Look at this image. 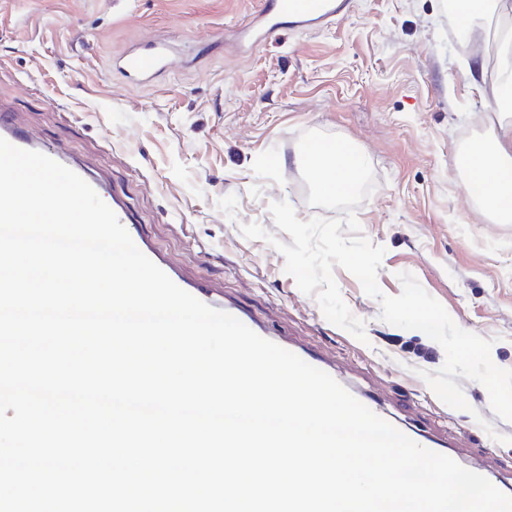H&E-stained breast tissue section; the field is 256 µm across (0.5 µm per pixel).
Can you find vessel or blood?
Returning <instances> with one entry per match:
<instances>
[{
	"mask_svg": "<svg viewBox=\"0 0 512 512\" xmlns=\"http://www.w3.org/2000/svg\"><path fill=\"white\" fill-rule=\"evenodd\" d=\"M340 9L341 6L337 0H275L271 10L259 24H244V38L251 42L264 38L269 31L279 28L286 21L292 22L295 27L306 28L335 16ZM168 63L164 48L150 43L143 49L127 55L123 60V67L128 73L148 77ZM0 138L7 140L15 147L41 152L76 174L80 175L84 172L83 167L71 160L69 156L57 149L43 145L33 132L18 127L11 113L0 111ZM88 183L116 213L122 225H129L130 214L121 199L117 195L108 193L104 182L99 179L89 178ZM134 242L179 287L205 304L230 313L242 322H249V315L236 304L214 298L211 290L203 283L186 280L150 240L138 236L135 237Z\"/></svg>",
	"mask_w": 512,
	"mask_h": 512,
	"instance_id": "b4317fda",
	"label": "vessel or blood"
}]
</instances>
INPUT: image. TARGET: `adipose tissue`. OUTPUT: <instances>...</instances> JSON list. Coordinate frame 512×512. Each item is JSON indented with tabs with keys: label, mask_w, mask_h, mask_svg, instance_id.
I'll return each instance as SVG.
<instances>
[{
	"label": "adipose tissue",
	"mask_w": 512,
	"mask_h": 512,
	"mask_svg": "<svg viewBox=\"0 0 512 512\" xmlns=\"http://www.w3.org/2000/svg\"><path fill=\"white\" fill-rule=\"evenodd\" d=\"M469 176L481 186L480 201L499 223L512 222V117L499 116L491 140L469 151Z\"/></svg>",
	"instance_id": "1"
}]
</instances>
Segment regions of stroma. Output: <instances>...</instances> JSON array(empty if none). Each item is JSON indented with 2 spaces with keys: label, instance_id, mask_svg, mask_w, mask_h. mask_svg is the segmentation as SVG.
Here are the masks:
<instances>
[{
  "label": "stroma",
  "instance_id": "stroma-1",
  "mask_svg": "<svg viewBox=\"0 0 512 512\" xmlns=\"http://www.w3.org/2000/svg\"><path fill=\"white\" fill-rule=\"evenodd\" d=\"M272 3L0 0V110L102 178L186 278L324 354L346 385L410 429L454 440L464 463L494 461V478L511 484L512 422L483 385L456 377L470 408H449L418 375L443 365L438 343L382 321L379 302L338 267L341 294L365 323L357 340L298 289L278 250L241 227L255 222L291 243L269 212L282 200L300 220L334 218L306 202L298 137L347 138L374 171L356 216L386 249L382 292L399 295V273L413 274L512 369V223H494L469 198L460 164L512 105L487 107L473 87L484 52L458 41L448 0H351L319 28L288 23L239 48L243 21ZM150 40L170 45L171 66L128 77L122 57Z\"/></svg>",
  "mask_w": 512,
  "mask_h": 512
}]
</instances>
